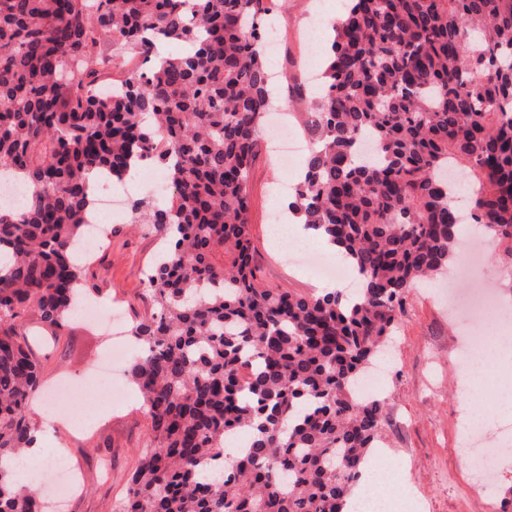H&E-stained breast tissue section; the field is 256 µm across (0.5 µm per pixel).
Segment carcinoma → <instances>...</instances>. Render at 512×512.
Here are the masks:
<instances>
[{"label":"carcinoma","mask_w":512,"mask_h":512,"mask_svg":"<svg viewBox=\"0 0 512 512\" xmlns=\"http://www.w3.org/2000/svg\"><path fill=\"white\" fill-rule=\"evenodd\" d=\"M266 0H0V167L28 189L0 208V512H47L3 460L36 425L40 365L23 329L58 334L87 272L85 173L141 162L175 191L136 220L166 244L148 278L157 312L133 324L130 369L149 442L124 512H343L385 399L355 383L418 283L447 275L458 223L442 167L468 169L470 220L512 258V0H346L312 149L290 207L343 248L353 296L269 288L251 265L247 180L273 78L259 51ZM141 59L109 78L103 35ZM159 42L188 47L160 55ZM247 433L224 469V440Z\"/></svg>","instance_id":"carcinoma-1"}]
</instances>
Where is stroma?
<instances>
[{
	"mask_svg": "<svg viewBox=\"0 0 512 512\" xmlns=\"http://www.w3.org/2000/svg\"><path fill=\"white\" fill-rule=\"evenodd\" d=\"M314 0H274L281 33L278 56L270 67L278 92L301 71L312 43L327 45L326 28L311 30ZM303 160L283 170L269 149H262L248 182L249 224L253 261L260 282L270 288L299 292L314 289L308 270L284 262L281 246L272 241L269 209L273 188L296 179ZM161 241L140 230L132 213L104 227V246L89 265L95 300L119 306L126 322L154 311L146 279ZM441 282L414 289L399 314L391 338L389 370L379 384L386 398L387 422L380 446L403 458L404 480L415 493L409 512H512V447L499 453L493 496L478 491L473 474L459 462L464 425L458 405L457 363L463 341L448 307L440 299ZM29 343L42 367V390L62 381L86 384L106 337L95 324L72 319L58 336L37 335L27 327ZM125 398L113 403L85 392L82 400L65 402V425L57 426L50 447L62 448L81 476L80 489L67 512H121L129 478L149 439V419L137 390L125 385Z\"/></svg>",
	"mask_w": 512,
	"mask_h": 512,
	"instance_id": "35a3bbf8",
	"label": "stroma"
}]
</instances>
